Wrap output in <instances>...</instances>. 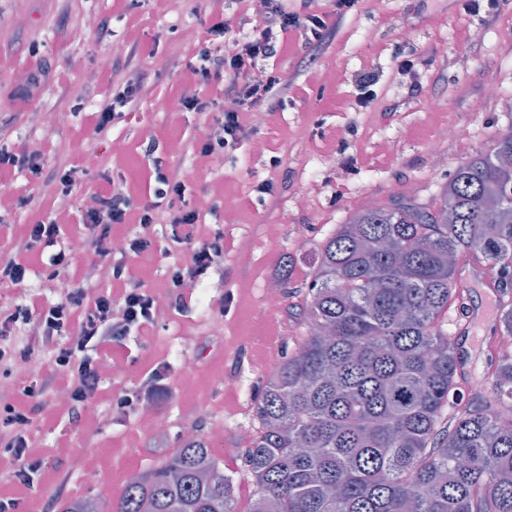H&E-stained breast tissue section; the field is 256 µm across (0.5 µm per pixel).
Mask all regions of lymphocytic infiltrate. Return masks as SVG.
Wrapping results in <instances>:
<instances>
[{
  "instance_id": "1",
  "label": "lymphocytic infiltrate",
  "mask_w": 512,
  "mask_h": 512,
  "mask_svg": "<svg viewBox=\"0 0 512 512\" xmlns=\"http://www.w3.org/2000/svg\"><path fill=\"white\" fill-rule=\"evenodd\" d=\"M210 2L188 43L185 87L176 100L179 111L209 112L212 102L202 99L197 89L219 81L230 107L216 118L215 135L189 147L198 166L235 154L255 131V113L280 112L296 101L301 92L297 74L271 68L270 60L290 55L298 44L319 48L331 43L358 0H329L324 8L316 7L315 0H242L234 19L225 17L219 0ZM158 76L149 54L134 50L116 60L107 75L111 96L90 109L76 106L87 117L83 142L90 146L108 139L114 124L128 117L145 86ZM21 171L35 182L52 179L57 205L36 223L15 228L11 250L0 256V286L23 284L41 264L48 280L65 282L69 290L54 303L34 294L25 304L0 307V381L11 386L9 399L0 403V471L11 475L7 484H0V512H16L34 484L51 482L59 489L67 484V472H46L33 458L29 423L37 409L47 405L75 417L88 405L125 410L161 398L166 368L159 357L148 370L150 383L139 390L108 392L100 386L104 364L126 338L147 335L161 316L158 297L147 289L136 262L154 247L156 226H169L174 242L188 252L186 263L170 270L163 283L168 293L184 297L185 282L198 284L224 270V235L207 224L224 201L222 186L191 185L187 175L159 161L148 173L152 195L145 201L139 200L135 182L104 178L93 192L97 206L84 218L90 261L77 266L62 245V235L71 221L72 199L90 174L83 156L71 155L53 168L43 151L26 142L0 145V227L36 203L34 196H17L10 189ZM191 191L209 199L208 210L190 205L186 196ZM126 224L138 230L125 236V248L118 253L112 249V236ZM98 270L108 281L107 289L85 292V282ZM20 365L27 368L22 379L14 374Z\"/></svg>"
}]
</instances>
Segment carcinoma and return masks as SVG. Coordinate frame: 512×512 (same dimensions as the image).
Listing matches in <instances>:
<instances>
[{"mask_svg": "<svg viewBox=\"0 0 512 512\" xmlns=\"http://www.w3.org/2000/svg\"><path fill=\"white\" fill-rule=\"evenodd\" d=\"M465 260L496 272L493 335H512V129L428 202L359 209L322 242L295 347L254 401L252 512H512V356L458 393ZM235 488L196 435L115 512H236Z\"/></svg>", "mask_w": 512, "mask_h": 512, "instance_id": "cac0c4a2", "label": "carcinoma"}]
</instances>
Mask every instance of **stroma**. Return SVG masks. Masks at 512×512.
I'll use <instances>...</instances> for the list:
<instances>
[{"label": "stroma", "mask_w": 512, "mask_h": 512, "mask_svg": "<svg viewBox=\"0 0 512 512\" xmlns=\"http://www.w3.org/2000/svg\"><path fill=\"white\" fill-rule=\"evenodd\" d=\"M464 0H359L356 10L343 23L336 39L320 48V67L306 78L304 101L266 117L256 134L265 147L254 152L244 145L234 160L215 159L204 171L205 179L223 184L226 197L235 200L234 211L221 212L216 221L224 227V277L213 280L201 292L200 301L188 308L168 311L163 326L145 348V355L163 356L170 365L168 393L157 403L169 416L170 426L159 448H151V432L138 415L115 416L104 426L97 444H89L81 426L44 409L32 417V427L43 446L69 444L67 456H46L49 468L69 471V490L57 492L35 485L29 499L17 512H28L41 500L50 512H60L63 504L93 496L107 505L115 504L134 475L156 465L180 445L182 433L196 422L195 393L209 391V410L214 419L239 412L246 400L226 391L222 381L234 368H242L256 384H263L282 361L299 330L302 301L314 255L335 224L356 210L359 203L376 207L387 202V186H398L399 197L426 201L437 185L456 166L487 152L495 134L512 129V111L502 99L485 97L487 86L512 89V0H498L496 9L473 15L463 8ZM26 7L28 20L17 26L16 13ZM145 19L140 29L142 47L158 46L153 66L162 78L134 111L132 123H118L110 142L97 151V170L111 169V145L123 142L121 156L127 177H135L149 160L137 144L126 138L128 125L142 135L156 137L159 151L169 166L189 169V158L170 138L172 123L168 113L154 109L156 100L171 98L182 88V54L185 32L197 18L186 0H144L140 9ZM111 21L112 37L99 40L90 34L85 41L70 37L73 28L88 18ZM471 28L476 33L474 49L464 48L457 30ZM132 44L112 0H70L60 10L56 0H0V51L9 52L0 66V134L8 138L29 136L32 147L52 141L53 165H61L74 139L75 97L85 90L101 94L105 85L89 87L84 76L110 68L115 57L126 55ZM445 45L437 55L422 94L411 95L402 76L392 70L389 54L393 47L411 52L430 45ZM37 46L52 67L65 69L66 83L42 85L28 104L14 100L12 92L23 74L29 46ZM340 70L339 81L328 83L324 73ZM377 76L376 107L355 112L351 104L357 82L365 70ZM402 102L394 115L381 114L383 106ZM482 111H475V102ZM43 117L32 126L34 114ZM66 122H57V114ZM461 128L460 137L448 141V160L443 168L430 166L427 146L439 125ZM392 141L393 152L381 149ZM277 149L280 169L268 164V149ZM269 180L274 184L275 203L247 202L252 186ZM307 197V209H299L297 198ZM283 224L278 239H268L263 227ZM250 247L248 267L237 263L238 252ZM290 258V280L281 312H271L262 297L264 284L279 278V265ZM233 293L237 304L221 313L226 293ZM221 320L224 333L207 334L209 321ZM196 333L199 341L190 348L180 347L177 338ZM224 471L237 481V512H250L254 486L243 476L244 442L237 430L224 435ZM96 460L100 484L86 481L82 464Z\"/></svg>", "instance_id": "35a3bbf8"}]
</instances>
